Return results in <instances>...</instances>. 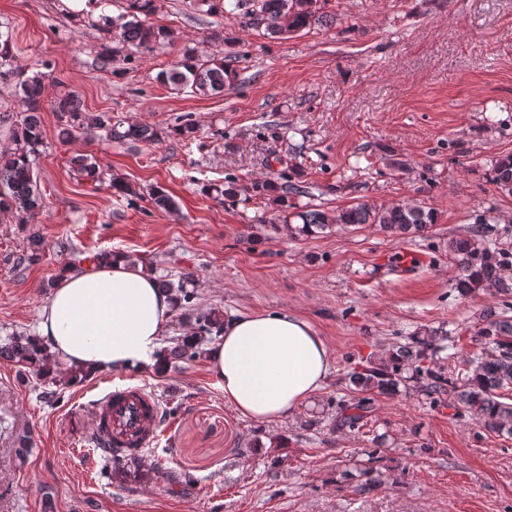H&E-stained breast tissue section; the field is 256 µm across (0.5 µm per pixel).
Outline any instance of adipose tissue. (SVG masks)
Returning a JSON list of instances; mask_svg holds the SVG:
<instances>
[{"label": "adipose tissue", "mask_w": 512, "mask_h": 512, "mask_svg": "<svg viewBox=\"0 0 512 512\" xmlns=\"http://www.w3.org/2000/svg\"><path fill=\"white\" fill-rule=\"evenodd\" d=\"M172 297L121 254L61 276L42 307L37 340L63 371L100 374L159 366ZM224 403L261 423L283 420L319 392L332 359L323 336L291 312L229 318L209 350Z\"/></svg>", "instance_id": "adipose-tissue-1"}]
</instances>
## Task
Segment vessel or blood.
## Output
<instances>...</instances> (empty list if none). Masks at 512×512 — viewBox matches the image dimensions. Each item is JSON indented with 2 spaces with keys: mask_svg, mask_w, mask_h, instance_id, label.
Returning a JSON list of instances; mask_svg holds the SVG:
<instances>
[{
  "mask_svg": "<svg viewBox=\"0 0 512 512\" xmlns=\"http://www.w3.org/2000/svg\"><path fill=\"white\" fill-rule=\"evenodd\" d=\"M89 439L96 446L119 444L139 455L158 438L157 399L141 387H117L93 400L88 411Z\"/></svg>",
  "mask_w": 512,
  "mask_h": 512,
  "instance_id": "obj_1",
  "label": "vessel or blood"
}]
</instances>
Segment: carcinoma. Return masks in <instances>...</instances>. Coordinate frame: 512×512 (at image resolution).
Returning a JSON list of instances; mask_svg holds the SVG:
<instances>
[{
    "label": "carcinoma",
    "mask_w": 512,
    "mask_h": 512,
    "mask_svg": "<svg viewBox=\"0 0 512 512\" xmlns=\"http://www.w3.org/2000/svg\"><path fill=\"white\" fill-rule=\"evenodd\" d=\"M132 20L120 30L113 31L103 24L105 43L97 52L95 63L104 71L112 70L113 61L126 48L151 52L164 44L168 33L150 22L155 12V0H126ZM232 7L242 12L245 24L262 28L273 37L281 39L322 22L317 0H235ZM235 73L225 59L196 57L195 49L188 47L183 59L165 74V82L177 90L190 88L193 93L211 96L224 92V85L233 81ZM46 74L36 70L19 74L25 115L15 131L13 143L0 149V212L25 214L33 219L42 202L33 184L32 160L43 143L41 112L42 86ZM52 111L60 117L61 134L76 140L87 128L103 132V138L113 142H148L161 140L158 129L147 125L123 126L112 122L109 112L90 113L82 109L81 101L70 91H65L51 104ZM77 172L95 181L99 179V165L93 154H80L74 158ZM491 182L501 189L512 191V157L498 162ZM114 192L127 197L131 204L141 198V193L119 177L110 180ZM208 191L232 203L248 201L269 193L276 194V201L291 213L282 216L289 223L301 221L299 231L311 233L334 224H374L388 235L400 238L425 231L435 223L434 211L416 205H393L376 208L365 203L342 208L329 213L325 210L288 203L290 196H302L306 187L286 180L276 184L270 180H254L248 184L228 181L211 184ZM455 257L459 274L455 289L461 296L479 291L512 295V282L500 271L512 265V253L500 249L485 235V227L477 225L466 238L455 239L449 245ZM190 275L178 281L158 279L159 286L173 293L180 306L189 308L195 299L187 289ZM196 335L178 342L168 352L171 359H191L199 354L204 341L213 339L224 329V314L211 309L196 317ZM478 333L485 339V347L466 361V368L455 373L447 370L445 358L439 353L445 347L436 345V336H418L412 345L398 347L387 359L375 365L367 362L361 370L353 372L349 382L355 386L356 396L350 401L338 400L336 422L352 429L370 413L373 392L388 393L402 382L411 380L419 384L420 391L436 404L443 396L454 400L485 428L512 436V403L507 402L512 392V317L487 315ZM0 359L11 361L27 372L48 375L58 366L47 348H37L28 336H13L0 346Z\"/></svg>",
    "instance_id": "1"
}]
</instances>
